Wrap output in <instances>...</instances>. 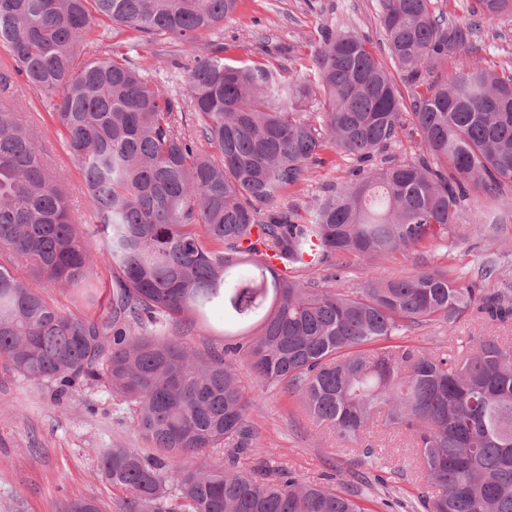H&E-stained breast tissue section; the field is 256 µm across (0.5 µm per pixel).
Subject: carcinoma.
<instances>
[{"label":"carcinoma","instance_id":"carcinoma-1","mask_svg":"<svg viewBox=\"0 0 512 512\" xmlns=\"http://www.w3.org/2000/svg\"><path fill=\"white\" fill-rule=\"evenodd\" d=\"M238 0H0V45L13 75L58 94L49 118L84 179L86 212L102 234L91 245L71 213L67 178L48 170L24 113L0 105V254L47 285L85 293L98 265L112 277L103 318L64 315L0 263V357L24 378L63 394L78 380L104 384L135 409L133 427L154 447L113 448L104 477L122 491L115 512H368L358 501L259 459L250 400L281 388L360 457L381 418L416 448L435 493L422 512H512V342L482 336L433 352L407 344L423 325L455 327L473 312L512 319V290L486 287L491 259L468 282L426 267L375 276L361 288H324L318 272L450 243L471 204L495 202L471 230L498 243L512 216V74L480 61L450 75L431 69L478 50L481 25L512 0H475L469 17L440 20L433 0H378L392 64L412 111L370 41L321 29L312 74L284 80L259 64L196 54L197 35ZM176 38L193 56L189 101L169 95L130 59L77 62L96 24ZM315 115L299 108L312 90ZM191 108L192 129L183 114ZM410 126L417 154L365 167ZM205 141L218 151L201 150ZM357 162L299 212L279 201L322 153ZM213 308L246 340L202 352L181 339ZM183 325L166 333L167 322ZM226 452L224 465L211 464ZM187 457L199 460L185 466ZM63 512H102L90 498Z\"/></svg>","mask_w":512,"mask_h":512}]
</instances>
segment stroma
<instances>
[{
  "label": "stroma",
  "instance_id": "35a3bbf8",
  "mask_svg": "<svg viewBox=\"0 0 512 512\" xmlns=\"http://www.w3.org/2000/svg\"><path fill=\"white\" fill-rule=\"evenodd\" d=\"M378 0H240L237 11L224 23L200 34L197 53L209 52L212 44L224 45L225 60L257 61L284 77L309 70L320 42L322 26L340 21L369 39L379 54H386L378 20ZM480 54L503 73H512V14L502 16L493 30L483 35ZM120 51L147 68L159 87L187 98L184 66L188 59L179 40L148 42L144 34L124 28L109 31L94 26L79 47L80 57L104 58ZM19 105L40 130L41 150L48 166L65 169L77 220L89 223L81 204V170L64 150L48 114L55 95L30 88L15 77L0 99ZM329 164L308 169L304 178L286 191L285 204L302 207L325 185L346 181L353 160L326 152ZM499 259L512 268V235L506 242L491 244L474 233L453 246L409 250L365 263L349 260L345 268L333 266L319 272L325 287H361L373 276H400L420 266L448 265L467 279L478 278L484 259ZM97 286L90 296H78L61 288L33 281V288L55 303L62 312L104 316L111 279L99 269ZM131 406L100 385L78 383L64 394L53 385L37 383L18 374L0 358V512H60L74 498L97 500L109 512L119 495L100 474L101 456L108 448H135L148 454L151 444L133 427ZM255 437L256 457L270 466L299 475L304 481L336 488L351 497L366 494L372 512H404L417 496L429 491L415 448L405 435L374 424L372 441L383 448L388 471L385 484L374 483V469L344 453L342 444L318 426L288 393L275 389L255 400L248 414ZM373 481L364 488L362 478Z\"/></svg>",
  "mask_w": 512,
  "mask_h": 512
}]
</instances>
